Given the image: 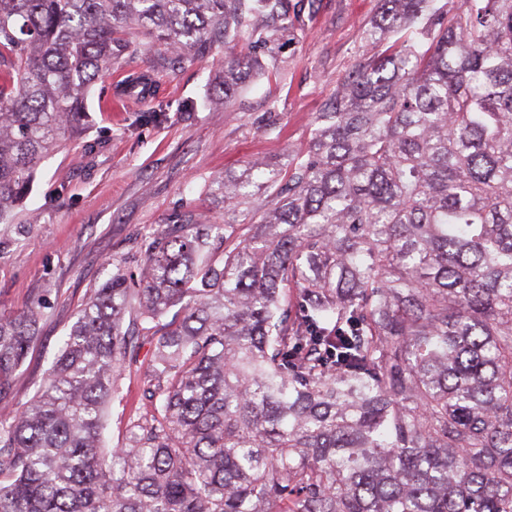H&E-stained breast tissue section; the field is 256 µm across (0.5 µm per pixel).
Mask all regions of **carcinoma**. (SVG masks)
Returning <instances> with one entry per match:
<instances>
[{
    "label": "carcinoma",
    "mask_w": 512,
    "mask_h": 512,
    "mask_svg": "<svg viewBox=\"0 0 512 512\" xmlns=\"http://www.w3.org/2000/svg\"><path fill=\"white\" fill-rule=\"evenodd\" d=\"M383 2L307 153L215 177L224 223L145 237L140 275L95 289L0 413V512H512V0L451 21ZM289 18V0H0V224L112 63L264 48ZM260 69L229 56L224 96ZM38 318L0 315V390ZM147 336L152 414L106 448Z\"/></svg>",
    "instance_id": "cac0c4a2"
}]
</instances>
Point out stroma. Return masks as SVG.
Returning <instances> with one entry per match:
<instances>
[{"mask_svg":"<svg viewBox=\"0 0 512 512\" xmlns=\"http://www.w3.org/2000/svg\"><path fill=\"white\" fill-rule=\"evenodd\" d=\"M380 12V0H318L315 11L296 9L263 56V71L217 104L223 50L175 71L157 67L146 52L114 66L117 74L151 75L159 93L118 112L93 93L82 135L44 159L9 223L0 224V314L42 310L34 347L0 404L15 408L33 398L93 289L117 267H142V237L176 213L204 224L220 215L214 177L257 159L283 169L306 153L318 112L362 57L363 32ZM154 111L159 120L145 122ZM270 114L276 124L267 129L262 120ZM143 382L138 373L120 380L121 398L107 410V447L127 441L130 418L150 414Z\"/></svg>","mask_w":512,"mask_h":512,"instance_id":"obj_1","label":"stroma"}]
</instances>
